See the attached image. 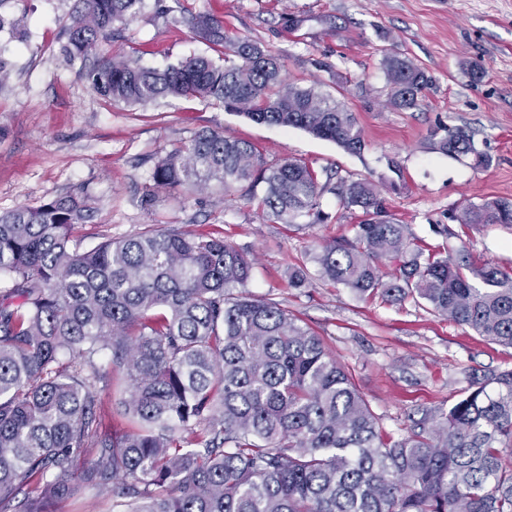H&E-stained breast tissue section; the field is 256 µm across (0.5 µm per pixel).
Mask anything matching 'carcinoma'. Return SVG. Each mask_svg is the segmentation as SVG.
I'll use <instances>...</instances> for the list:
<instances>
[{"instance_id":"1","label":"carcinoma","mask_w":512,"mask_h":512,"mask_svg":"<svg viewBox=\"0 0 512 512\" xmlns=\"http://www.w3.org/2000/svg\"><path fill=\"white\" fill-rule=\"evenodd\" d=\"M142 0H78L64 51L93 60L87 76L107 101L215 100L259 123L305 130L359 154L365 141L336 99L285 82L286 57L198 14L191 29L219 60L191 56L163 70L97 57L116 22ZM391 103L420 107L431 78L385 55ZM437 150L491 158L471 134L444 126ZM158 189L211 181L231 201L255 198L270 221L325 222L329 189L304 163L268 164L256 148L201 131L156 163ZM360 210L351 239L324 242L315 272L386 302L426 304L486 341L512 346V270L476 266L465 250L424 255L366 178L330 188ZM86 217L69 193L0 213V512H58L82 481L125 512H512V369L469 372L448 411L426 410L410 435L384 434L368 402L322 340L272 300L235 292L252 260L224 239L150 224L136 236L80 250ZM466 224H512V200L465 208ZM396 263L386 280L385 262ZM121 379L126 426L100 430L99 391ZM89 455L83 470L77 462Z\"/></svg>"}]
</instances>
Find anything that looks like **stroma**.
<instances>
[{
    "label": "stroma",
    "mask_w": 512,
    "mask_h": 512,
    "mask_svg": "<svg viewBox=\"0 0 512 512\" xmlns=\"http://www.w3.org/2000/svg\"><path fill=\"white\" fill-rule=\"evenodd\" d=\"M75 0H0V212L82 193L88 216L71 238L87 250L103 236L146 225L224 238L254 265L243 289L281 304L323 340L393 438L410 435L422 410L448 408L466 371L512 367V347L408 302L389 305L319 279L288 285V269L312 265V248L352 236L356 211L324 192L323 223L268 221L255 200L224 204L216 183L191 194L158 191L140 200L159 156L210 129L254 145L270 163L313 168L320 182L371 180L390 214L423 248L455 247L474 262L512 267V225L460 223L464 208L512 198V0H143L99 49L163 69L213 56L189 19L207 13L227 36L259 41L288 57V82L316 86L353 112L366 143L352 154L296 128L257 123L222 104L169 98L156 105L108 103L80 62H67L63 25ZM412 60L432 78L421 106L390 102L384 53ZM484 71L473 79L471 64ZM472 131L490 167L432 147L439 126ZM455 228L456 238L435 225Z\"/></svg>",
    "instance_id": "35a3bbf8"
}]
</instances>
